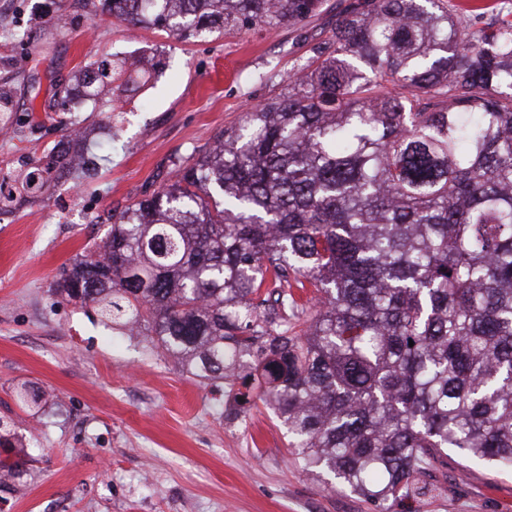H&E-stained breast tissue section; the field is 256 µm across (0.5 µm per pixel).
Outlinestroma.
Here are the masks:
<instances>
[{"mask_svg": "<svg viewBox=\"0 0 512 512\" xmlns=\"http://www.w3.org/2000/svg\"><path fill=\"white\" fill-rule=\"evenodd\" d=\"M338 2L273 33L188 42L128 28L99 0L0 5V83L11 86L16 123L0 139L10 181L22 157H42L63 136L46 111L51 80L67 82L106 51L156 63L145 87L121 96L113 129L93 104H79L73 119L96 165L91 178L47 179L0 209V417L29 453L23 480L0 486V512H380L306 473L265 404L236 414L227 388L200 383L143 337L54 291L62 268L105 239L112 209L159 189L248 107L284 91L288 71L331 36ZM25 382L46 393L43 411L18 402ZM432 482L392 512H512V471L494 463L452 450Z\"/></svg>", "mask_w": 512, "mask_h": 512, "instance_id": "35a3bbf8", "label": "stroma"}]
</instances>
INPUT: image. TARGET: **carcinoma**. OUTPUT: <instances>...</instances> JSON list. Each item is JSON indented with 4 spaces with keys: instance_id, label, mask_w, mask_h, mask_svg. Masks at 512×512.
Here are the masks:
<instances>
[{
    "instance_id": "carcinoma-1",
    "label": "carcinoma",
    "mask_w": 512,
    "mask_h": 512,
    "mask_svg": "<svg viewBox=\"0 0 512 512\" xmlns=\"http://www.w3.org/2000/svg\"><path fill=\"white\" fill-rule=\"evenodd\" d=\"M321 4L100 0L180 40L297 25ZM490 9L349 0L286 92L112 213L56 292L146 330L203 382L235 367L242 405L273 408L308 473L374 502L423 492L450 448L512 468V21L478 25ZM120 78L147 82L102 54L84 99ZM15 438L0 433L13 479Z\"/></svg>"
}]
</instances>
